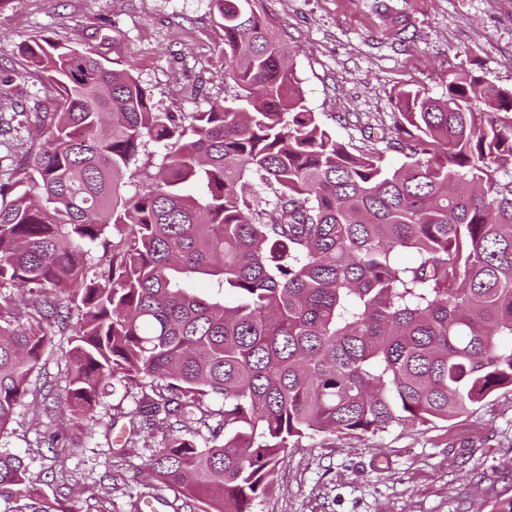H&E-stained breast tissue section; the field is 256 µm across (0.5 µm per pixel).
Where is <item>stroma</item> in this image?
<instances>
[{
    "instance_id": "obj_1",
    "label": "stroma",
    "mask_w": 512,
    "mask_h": 512,
    "mask_svg": "<svg viewBox=\"0 0 512 512\" xmlns=\"http://www.w3.org/2000/svg\"><path fill=\"white\" fill-rule=\"evenodd\" d=\"M282 30L309 111L338 139L363 142L361 127L391 124L399 90L441 96L449 72L466 70L494 88L512 87V0H259ZM405 20L404 41L387 33ZM0 120L48 94L25 73L16 45L42 33L133 69L163 112L207 110L223 99L224 31L210 0H7L0 6ZM67 335L50 333L33 387L67 386ZM135 393L106 392L83 428L64 410L36 418L17 408L0 454L23 457L49 502L67 512H130L139 494L181 502L145 465L161 430L130 436ZM68 445L52 448L50 433ZM512 499V391L489 396L472 415L374 436L322 435L289 449L256 512H492Z\"/></svg>"
}]
</instances>
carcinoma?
Listing matches in <instances>:
<instances>
[{"label": "carcinoma", "instance_id": "carcinoma-1", "mask_svg": "<svg viewBox=\"0 0 512 512\" xmlns=\"http://www.w3.org/2000/svg\"><path fill=\"white\" fill-rule=\"evenodd\" d=\"M210 5L234 93L187 119L89 50L18 47L51 95L0 181V287L20 293L0 300V434L69 331L71 420L114 381L139 387L132 417L164 430L156 480L189 512H254L304 438L512 391V89L466 72L439 98L402 89L354 148L307 109L257 0ZM151 143L161 163L134 182ZM0 502L66 512L18 456L0 454Z\"/></svg>", "mask_w": 512, "mask_h": 512}]
</instances>
